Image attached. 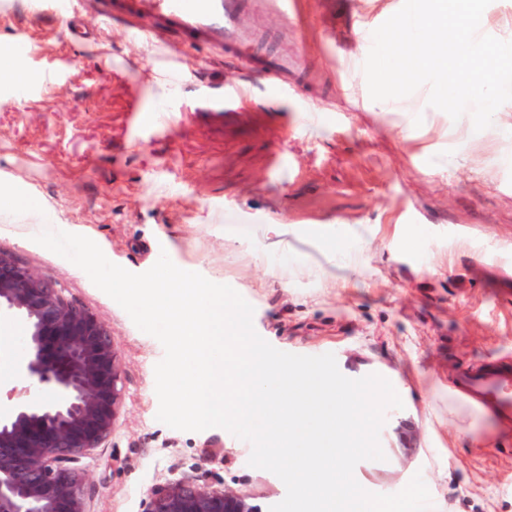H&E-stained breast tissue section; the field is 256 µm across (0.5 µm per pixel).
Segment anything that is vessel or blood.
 I'll list each match as a JSON object with an SVG mask.
<instances>
[{
    "label": "vessel or blood",
    "instance_id": "1",
    "mask_svg": "<svg viewBox=\"0 0 512 512\" xmlns=\"http://www.w3.org/2000/svg\"><path fill=\"white\" fill-rule=\"evenodd\" d=\"M108 12L142 14L173 26L189 40L203 39L240 56L247 69L273 77L299 74V50L246 20L244 0H115ZM458 384L473 402L512 417V366L488 362L460 373Z\"/></svg>",
    "mask_w": 512,
    "mask_h": 512
}]
</instances>
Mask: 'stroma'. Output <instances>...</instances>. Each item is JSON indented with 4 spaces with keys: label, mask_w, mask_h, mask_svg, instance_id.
I'll return each mask as SVG.
<instances>
[{
    "label": "stroma",
    "mask_w": 512,
    "mask_h": 512,
    "mask_svg": "<svg viewBox=\"0 0 512 512\" xmlns=\"http://www.w3.org/2000/svg\"><path fill=\"white\" fill-rule=\"evenodd\" d=\"M50 3L0 0V42H27L30 76L0 73V192L29 206L0 209V246L117 339L119 418L80 460L89 512H146L150 488L174 478L238 490L263 512L286 488L228 431L157 420L161 343L35 243L47 229L92 239L136 274L168 254L233 287L278 350L388 379L404 407L386 412L384 460L355 468L368 492L418 473L431 512H512V428L448 392L464 369L512 366V127L472 134L462 156L448 131L469 119L433 111L429 86L375 105L353 56L401 0H296L287 31L306 69L285 90L166 30L134 40L101 0H75L66 20ZM270 224L290 252L271 245ZM310 224L349 226L344 255L296 236Z\"/></svg>",
    "instance_id": "1"
}]
</instances>
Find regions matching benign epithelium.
I'll use <instances>...</instances> for the list:
<instances>
[{
  "label": "benign epithelium",
  "instance_id": "1",
  "mask_svg": "<svg viewBox=\"0 0 512 512\" xmlns=\"http://www.w3.org/2000/svg\"><path fill=\"white\" fill-rule=\"evenodd\" d=\"M0 320L23 327L29 387L0 409V512H89L79 460L112 435L122 400L111 330L64 288L0 247ZM147 512H261L238 491L179 479L149 490Z\"/></svg>",
  "mask_w": 512,
  "mask_h": 512
}]
</instances>
